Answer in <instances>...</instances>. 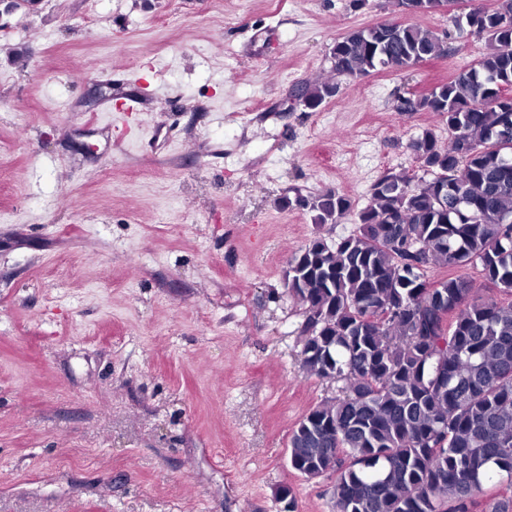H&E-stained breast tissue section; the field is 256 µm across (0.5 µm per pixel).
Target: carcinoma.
Returning a JSON list of instances; mask_svg holds the SVG:
<instances>
[{"label":"carcinoma","instance_id":"carcinoma-1","mask_svg":"<svg viewBox=\"0 0 512 512\" xmlns=\"http://www.w3.org/2000/svg\"><path fill=\"white\" fill-rule=\"evenodd\" d=\"M467 23L486 52L402 112H438L448 144L425 130L410 143L448 178L413 183L388 172L369 190L359 227L335 243L310 241L288 262L286 287L303 306L301 368L343 382L288 438L290 467L336 475L334 512H469L487 483L503 486L492 512H512V0L478 4ZM448 54L414 23L349 30L332 49L333 79L301 89L315 110L335 79L402 70ZM317 224L351 213L328 190L299 199ZM480 269L482 298L466 274Z\"/></svg>","mask_w":512,"mask_h":512}]
</instances>
